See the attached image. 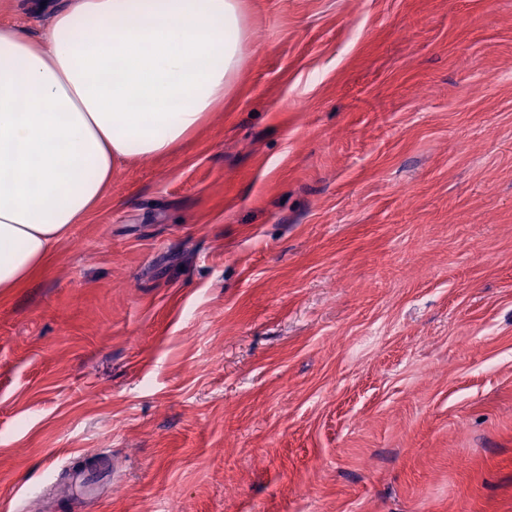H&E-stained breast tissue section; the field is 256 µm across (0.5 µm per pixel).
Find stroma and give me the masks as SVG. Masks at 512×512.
Instances as JSON below:
<instances>
[{
    "label": "stroma",
    "instance_id": "35a3bbf8",
    "mask_svg": "<svg viewBox=\"0 0 512 512\" xmlns=\"http://www.w3.org/2000/svg\"><path fill=\"white\" fill-rule=\"evenodd\" d=\"M243 5L209 121L0 299V512H512V0Z\"/></svg>",
    "mask_w": 512,
    "mask_h": 512
}]
</instances>
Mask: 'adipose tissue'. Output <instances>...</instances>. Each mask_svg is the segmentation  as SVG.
Listing matches in <instances>:
<instances>
[{
	"label": "adipose tissue",
	"instance_id": "obj_1",
	"mask_svg": "<svg viewBox=\"0 0 512 512\" xmlns=\"http://www.w3.org/2000/svg\"><path fill=\"white\" fill-rule=\"evenodd\" d=\"M240 0H73L0 25V298L43 268L136 157L174 152L232 86Z\"/></svg>",
	"mask_w": 512,
	"mask_h": 512
}]
</instances>
